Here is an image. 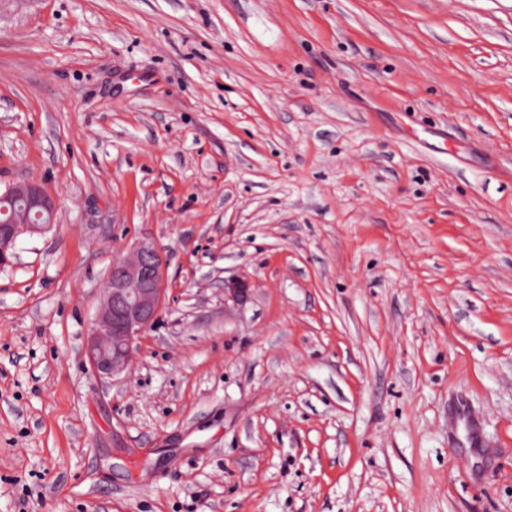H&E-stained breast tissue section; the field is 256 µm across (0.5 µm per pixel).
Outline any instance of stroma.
<instances>
[{"label": "stroma", "instance_id": "1", "mask_svg": "<svg viewBox=\"0 0 512 512\" xmlns=\"http://www.w3.org/2000/svg\"><path fill=\"white\" fill-rule=\"evenodd\" d=\"M27 181L58 212L0 270V512H512V0H0ZM145 233L166 304L102 379ZM166 286V256L149 236L136 241L130 258L113 262L86 346L88 362L100 378L125 371L137 342L158 317Z\"/></svg>", "mask_w": 512, "mask_h": 512}]
</instances>
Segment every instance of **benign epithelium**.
Returning a JSON list of instances; mask_svg holds the SVG:
<instances>
[{
    "label": "benign epithelium",
    "instance_id": "obj_1",
    "mask_svg": "<svg viewBox=\"0 0 512 512\" xmlns=\"http://www.w3.org/2000/svg\"><path fill=\"white\" fill-rule=\"evenodd\" d=\"M13 201L0 213V267L16 257L18 238L26 233L44 234L55 221L53 198L35 182L12 186L0 194ZM245 279L224 282V292L238 301L249 295ZM167 259L151 237L136 241L132 256L113 262L103 299L92 319L86 356L93 371L112 379L128 366L137 342L155 323L166 299Z\"/></svg>",
    "mask_w": 512,
    "mask_h": 512
}]
</instances>
